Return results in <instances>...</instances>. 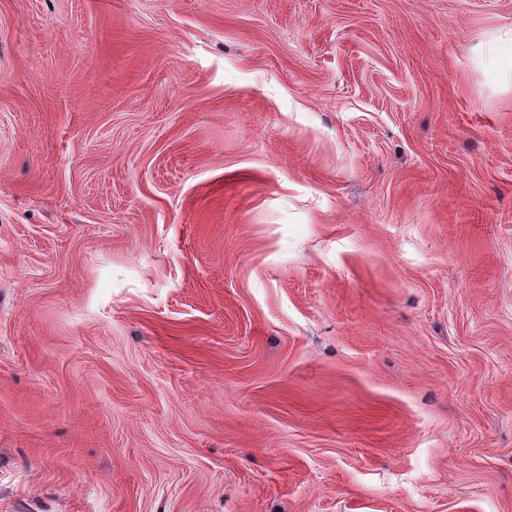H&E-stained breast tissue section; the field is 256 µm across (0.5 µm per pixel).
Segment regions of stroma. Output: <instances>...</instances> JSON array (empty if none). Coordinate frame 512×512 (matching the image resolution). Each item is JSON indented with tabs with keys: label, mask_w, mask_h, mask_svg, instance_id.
Wrapping results in <instances>:
<instances>
[{
	"label": "stroma",
	"mask_w": 512,
	"mask_h": 512,
	"mask_svg": "<svg viewBox=\"0 0 512 512\" xmlns=\"http://www.w3.org/2000/svg\"><path fill=\"white\" fill-rule=\"evenodd\" d=\"M0 512H512V0H0Z\"/></svg>",
	"instance_id": "stroma-1"
}]
</instances>
